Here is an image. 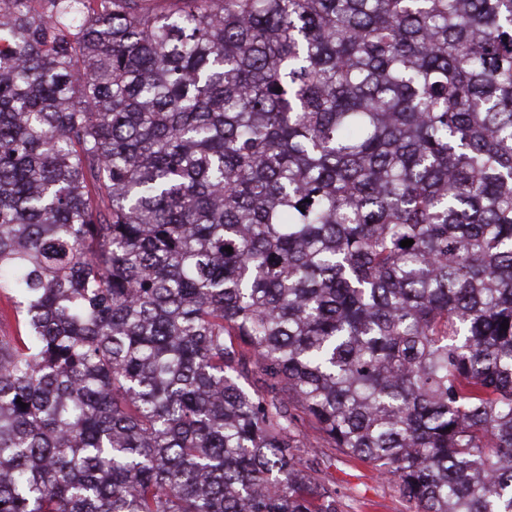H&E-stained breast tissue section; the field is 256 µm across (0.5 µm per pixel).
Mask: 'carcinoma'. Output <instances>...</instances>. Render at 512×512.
I'll return each instance as SVG.
<instances>
[{
  "instance_id": "1",
  "label": "carcinoma",
  "mask_w": 512,
  "mask_h": 512,
  "mask_svg": "<svg viewBox=\"0 0 512 512\" xmlns=\"http://www.w3.org/2000/svg\"><path fill=\"white\" fill-rule=\"evenodd\" d=\"M0 293V512H512V0H0ZM304 441L318 453L305 455L308 465L336 483L344 512H412L395 488L369 464L339 451L309 422L299 425Z\"/></svg>"
}]
</instances>
